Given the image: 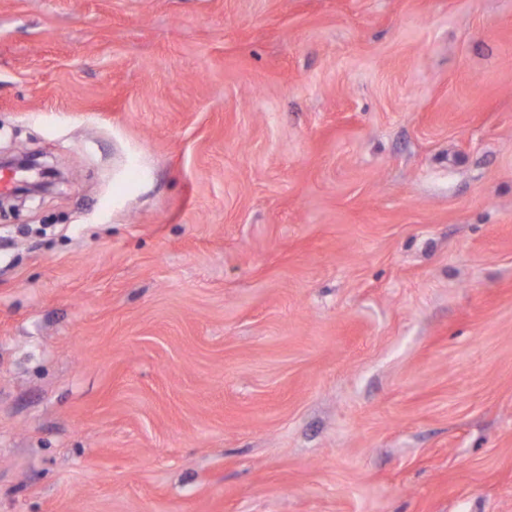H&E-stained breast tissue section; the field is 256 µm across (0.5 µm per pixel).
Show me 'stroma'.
<instances>
[{
  "label": "stroma",
  "mask_w": 512,
  "mask_h": 512,
  "mask_svg": "<svg viewBox=\"0 0 512 512\" xmlns=\"http://www.w3.org/2000/svg\"><path fill=\"white\" fill-rule=\"evenodd\" d=\"M0 512H512V0H0ZM23 153L17 152L0 158L1 169L8 165L18 176L15 194L26 193L39 184L40 174L19 158Z\"/></svg>",
  "instance_id": "35a3bbf8"
}]
</instances>
